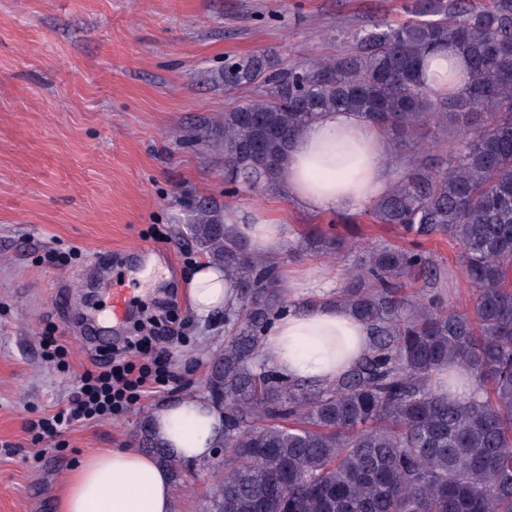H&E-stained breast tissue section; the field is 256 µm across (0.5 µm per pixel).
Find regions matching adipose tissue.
Returning a JSON list of instances; mask_svg holds the SVG:
<instances>
[{
  "instance_id": "1",
  "label": "adipose tissue",
  "mask_w": 512,
  "mask_h": 512,
  "mask_svg": "<svg viewBox=\"0 0 512 512\" xmlns=\"http://www.w3.org/2000/svg\"><path fill=\"white\" fill-rule=\"evenodd\" d=\"M390 145L384 134L346 112H330L310 124L288 151L283 188L314 212H352L384 195L393 182ZM258 255L278 253L287 236L282 219L254 211L233 224ZM289 307L272 323L262 348L284 377L329 381L370 349L368 326L329 301L300 306L307 289L328 287L327 271L291 274ZM190 309L206 317L236 304L238 292L224 271L199 262L185 279ZM155 439L171 458L204 461L224 435V417L199 397L161 404L150 416ZM58 512H174L172 474L152 454L131 448H88L69 473Z\"/></svg>"
}]
</instances>
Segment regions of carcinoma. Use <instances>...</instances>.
<instances>
[{"label": "carcinoma", "instance_id": "carcinoma-1", "mask_svg": "<svg viewBox=\"0 0 512 512\" xmlns=\"http://www.w3.org/2000/svg\"><path fill=\"white\" fill-rule=\"evenodd\" d=\"M512 0H416L411 18L375 24L353 51L311 72L277 69L271 53L224 59L232 89L255 81L269 95L224 113L199 135L223 156L225 194L281 183L288 148L326 112H353L383 133L435 144L463 127L445 168L408 163L372 203L376 224L412 237L345 269L334 300L369 324L372 347L342 377L318 384L280 376L261 339L288 307L279 261L232 235L224 211L199 210L188 234L239 289L224 309V349L204 399L224 401V461L213 512H512ZM463 64L445 96L422 80L426 58ZM487 109V113L480 109ZM446 239L475 288L467 312L412 288L438 270L419 249ZM341 252L343 238L308 239ZM470 391L451 392L453 377Z\"/></svg>", "mask_w": 512, "mask_h": 512}]
</instances>
